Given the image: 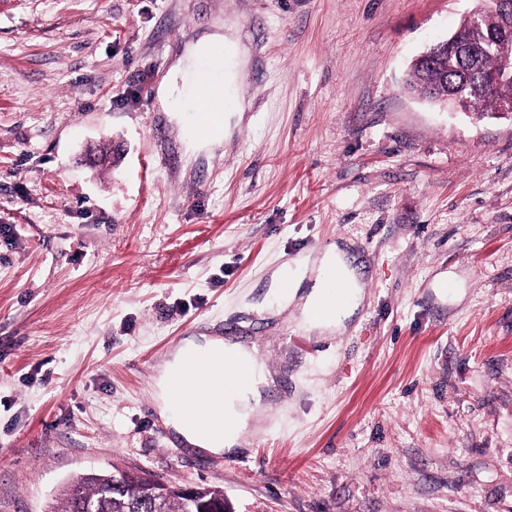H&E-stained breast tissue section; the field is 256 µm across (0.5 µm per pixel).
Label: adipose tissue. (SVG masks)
<instances>
[{"label":"adipose tissue","instance_id":"ef3b65f1","mask_svg":"<svg viewBox=\"0 0 512 512\" xmlns=\"http://www.w3.org/2000/svg\"><path fill=\"white\" fill-rule=\"evenodd\" d=\"M319 274L308 291H301L300 279H293L289 300L297 301L299 324L310 332L325 333L344 330L364 300L353 260L347 250L333 247L317 259ZM336 280L344 290V299L330 312L323 311L322 300L329 280ZM221 347L244 365V374L236 389L224 397V414L231 425L221 434L208 431L191 416L201 411L208 394L203 389L189 391L185 401H175L170 394V381L176 373L190 371L203 360L210 349ZM272 374L256 357L253 347L238 339L218 336H195L186 339L158 365L155 378L157 410L164 422L184 442L197 450L212 454L232 455L236 452L240 432L256 421V409L263 391L273 384Z\"/></svg>","mask_w":512,"mask_h":512}]
</instances>
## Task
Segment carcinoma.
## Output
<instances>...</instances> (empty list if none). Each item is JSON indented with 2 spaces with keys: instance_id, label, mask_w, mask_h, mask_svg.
I'll return each instance as SVG.
<instances>
[{
  "instance_id": "1",
  "label": "carcinoma",
  "mask_w": 512,
  "mask_h": 512,
  "mask_svg": "<svg viewBox=\"0 0 512 512\" xmlns=\"http://www.w3.org/2000/svg\"><path fill=\"white\" fill-rule=\"evenodd\" d=\"M483 70H493L497 66L495 54L481 45L471 46ZM442 88L460 87L461 97L466 99L467 108L481 117L494 110L497 101L512 95V81L507 79L498 85L485 86L479 78L466 72L462 60L452 59L439 71H431L415 64L411 70L409 86L426 96L436 86ZM112 488L101 478L81 476L64 490L60 505L53 512H85L89 499L98 502L97 512H199V501L216 499L224 501V493L206 487L199 488L197 496H185L179 486L170 485L164 498L158 497L160 486L153 474L147 470L116 471L110 474Z\"/></svg>"
}]
</instances>
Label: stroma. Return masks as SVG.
I'll use <instances>...</instances> for the list:
<instances>
[{
  "mask_svg": "<svg viewBox=\"0 0 512 512\" xmlns=\"http://www.w3.org/2000/svg\"><path fill=\"white\" fill-rule=\"evenodd\" d=\"M474 5L0 0V512L115 467L233 512H512V120L407 89ZM220 36L241 110L205 141L189 51ZM336 244L365 298L316 336L280 277ZM202 333L276 379L232 456L156 429Z\"/></svg>",
  "mask_w": 512,
  "mask_h": 512,
  "instance_id": "1",
  "label": "stroma"
}]
</instances>
